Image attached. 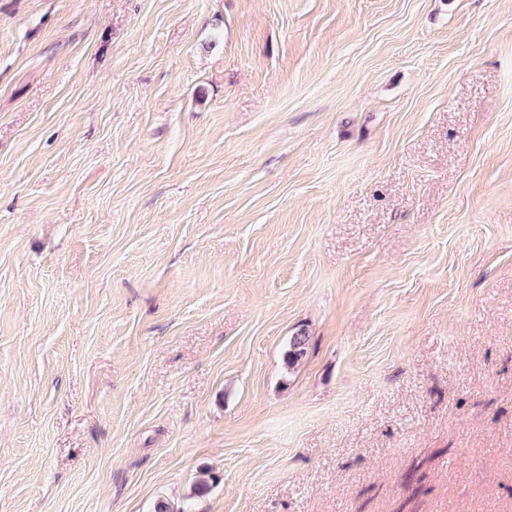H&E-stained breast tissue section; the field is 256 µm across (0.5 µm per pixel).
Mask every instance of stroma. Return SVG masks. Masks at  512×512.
<instances>
[{
  "instance_id": "obj_1",
  "label": "stroma",
  "mask_w": 512,
  "mask_h": 512,
  "mask_svg": "<svg viewBox=\"0 0 512 512\" xmlns=\"http://www.w3.org/2000/svg\"><path fill=\"white\" fill-rule=\"evenodd\" d=\"M160 501L512 512V0H0V512Z\"/></svg>"
}]
</instances>
